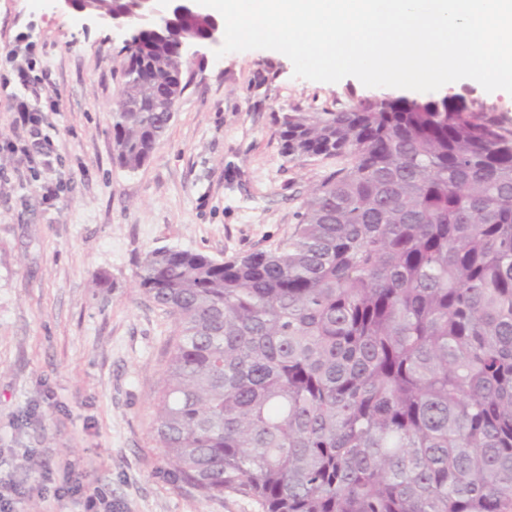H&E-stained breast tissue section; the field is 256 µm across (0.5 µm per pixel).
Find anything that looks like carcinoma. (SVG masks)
<instances>
[{"label": "carcinoma", "mask_w": 512, "mask_h": 512, "mask_svg": "<svg viewBox=\"0 0 512 512\" xmlns=\"http://www.w3.org/2000/svg\"><path fill=\"white\" fill-rule=\"evenodd\" d=\"M137 41L112 113L132 171L184 91L177 42ZM279 123L291 159L348 161L288 242L222 261L157 248L137 273L177 322L157 402L171 474L264 512H512V125L462 95Z\"/></svg>", "instance_id": "obj_1"}]
</instances>
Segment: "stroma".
Listing matches in <instances>:
<instances>
[{
  "instance_id": "1",
  "label": "stroma",
  "mask_w": 512,
  "mask_h": 512,
  "mask_svg": "<svg viewBox=\"0 0 512 512\" xmlns=\"http://www.w3.org/2000/svg\"><path fill=\"white\" fill-rule=\"evenodd\" d=\"M127 62L122 35L84 14L0 0V484L19 489L14 512H85L89 495L97 512H262L169 473L156 398L175 318L136 274L159 247L227 260L286 242L309 188L343 161L288 157L279 117L388 90L294 77L273 50L205 46L131 171L112 138ZM21 101L37 126L21 125Z\"/></svg>"
}]
</instances>
